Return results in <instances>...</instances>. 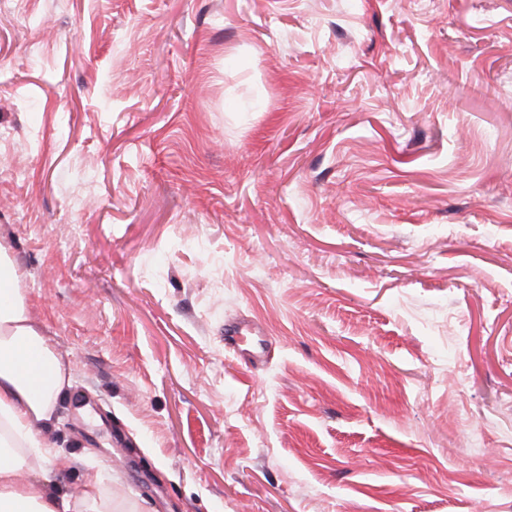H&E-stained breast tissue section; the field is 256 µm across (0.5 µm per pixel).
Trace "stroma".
<instances>
[{
    "mask_svg": "<svg viewBox=\"0 0 512 512\" xmlns=\"http://www.w3.org/2000/svg\"><path fill=\"white\" fill-rule=\"evenodd\" d=\"M0 244L56 488L512 512V0H0Z\"/></svg>",
    "mask_w": 512,
    "mask_h": 512,
    "instance_id": "1",
    "label": "stroma"
}]
</instances>
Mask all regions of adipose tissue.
<instances>
[{
    "mask_svg": "<svg viewBox=\"0 0 512 512\" xmlns=\"http://www.w3.org/2000/svg\"><path fill=\"white\" fill-rule=\"evenodd\" d=\"M21 273L0 247V512H131L88 472L81 493L51 490L48 478L22 473L46 464L55 450L43 437L69 371L44 331L30 317Z\"/></svg>",
    "mask_w": 512,
    "mask_h": 512,
    "instance_id": "ef3b65f1",
    "label": "adipose tissue"
}]
</instances>
